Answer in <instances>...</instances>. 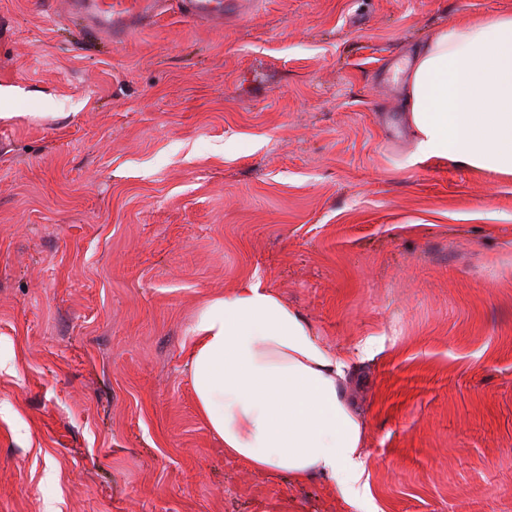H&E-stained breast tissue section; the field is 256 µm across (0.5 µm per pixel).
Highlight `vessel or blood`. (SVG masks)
<instances>
[{
    "label": "vessel or blood",
    "mask_w": 512,
    "mask_h": 512,
    "mask_svg": "<svg viewBox=\"0 0 512 512\" xmlns=\"http://www.w3.org/2000/svg\"><path fill=\"white\" fill-rule=\"evenodd\" d=\"M244 0H184L185 13L196 21L220 23L231 4ZM162 0H69L70 14L86 30L100 29L119 37L135 25L151 23Z\"/></svg>",
    "instance_id": "obj_1"
}]
</instances>
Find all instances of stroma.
Returning <instances> with one entry per match:
<instances>
[{"instance_id":"stroma-1","label":"stroma","mask_w":512,"mask_h":512,"mask_svg":"<svg viewBox=\"0 0 512 512\" xmlns=\"http://www.w3.org/2000/svg\"><path fill=\"white\" fill-rule=\"evenodd\" d=\"M512 0H181L120 42L0 0V512H351L229 459L186 372L258 279L355 362L362 512H512V181L420 160L429 34ZM233 5H249L248 1L235 0H184V12L193 20L220 23L224 21V11Z\"/></svg>"}]
</instances>
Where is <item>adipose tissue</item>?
Returning <instances> with one entry per match:
<instances>
[{
	"mask_svg": "<svg viewBox=\"0 0 512 512\" xmlns=\"http://www.w3.org/2000/svg\"><path fill=\"white\" fill-rule=\"evenodd\" d=\"M405 109L422 159L512 179V13L448 23L418 51ZM353 357L323 343L297 309L247 282L200 309L186 364L197 409L224 453L298 483L320 480L350 507L364 500L366 423L345 389Z\"/></svg>",
	"mask_w": 512,
	"mask_h": 512,
	"instance_id": "1",
	"label": "adipose tissue"
}]
</instances>
